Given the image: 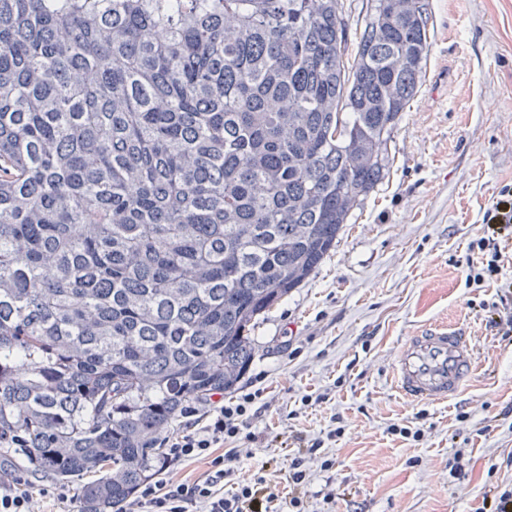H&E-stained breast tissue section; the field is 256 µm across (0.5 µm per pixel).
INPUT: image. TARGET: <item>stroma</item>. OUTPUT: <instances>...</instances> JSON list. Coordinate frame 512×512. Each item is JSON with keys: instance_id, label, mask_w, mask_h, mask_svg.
<instances>
[{"instance_id": "stroma-1", "label": "stroma", "mask_w": 512, "mask_h": 512, "mask_svg": "<svg viewBox=\"0 0 512 512\" xmlns=\"http://www.w3.org/2000/svg\"><path fill=\"white\" fill-rule=\"evenodd\" d=\"M430 8L429 55L384 179L315 272L255 325V356L237 384L262 399L236 480L261 470L287 493L300 442L343 427L327 444L331 470L305 462L312 512H477L512 482V416L502 413L512 405V340L486 326L512 284V240L497 279L467 280L484 214L512 186V0ZM434 324L466 330L475 375L445 402H414L395 390L394 365L406 338ZM402 427L421 435L404 438ZM458 451L455 478L447 464ZM89 480L64 482V501L42 495V475L24 472L19 485L38 512H79Z\"/></svg>"}]
</instances>
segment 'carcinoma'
Listing matches in <instances>:
<instances>
[{"instance_id":"cac0c4a2","label":"carcinoma","mask_w":512,"mask_h":512,"mask_svg":"<svg viewBox=\"0 0 512 512\" xmlns=\"http://www.w3.org/2000/svg\"><path fill=\"white\" fill-rule=\"evenodd\" d=\"M429 0H0V483L148 478L383 179ZM343 11L344 19L347 23L349 41L351 44H354L356 37H359L363 29L366 0H344Z\"/></svg>"}]
</instances>
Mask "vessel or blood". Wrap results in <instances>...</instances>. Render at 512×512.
<instances>
[{
	"mask_svg": "<svg viewBox=\"0 0 512 512\" xmlns=\"http://www.w3.org/2000/svg\"><path fill=\"white\" fill-rule=\"evenodd\" d=\"M474 373V347L465 331L433 325L403 344L394 386L407 399L439 402L457 394Z\"/></svg>",
	"mask_w": 512,
	"mask_h": 512,
	"instance_id": "vessel-or-blood-1",
	"label": "vessel or blood"
}]
</instances>
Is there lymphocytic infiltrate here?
I'll return each mask as SVG.
<instances>
[{
	"label": "lymphocytic infiltrate",
	"instance_id": "obj_1",
	"mask_svg": "<svg viewBox=\"0 0 512 512\" xmlns=\"http://www.w3.org/2000/svg\"><path fill=\"white\" fill-rule=\"evenodd\" d=\"M256 393L248 392L217 402L204 415L202 427L187 425L181 434L164 439V451L157 480L143 482L138 488L134 502L135 512H308V504L301 491L309 480L302 468L304 457L315 456L320 444L312 442L304 448L301 456L292 459L288 466L290 493L281 496L272 492L265 476L238 484L234 491L221 493V482L233 475L234 463L239 456L233 444L239 440H251L250 430L254 418L252 407ZM231 442L232 447L223 456L210 457V448ZM210 457L212 469L206 476L189 481L171 483L165 473L176 463Z\"/></svg>",
	"mask_w": 512,
	"mask_h": 512
}]
</instances>
